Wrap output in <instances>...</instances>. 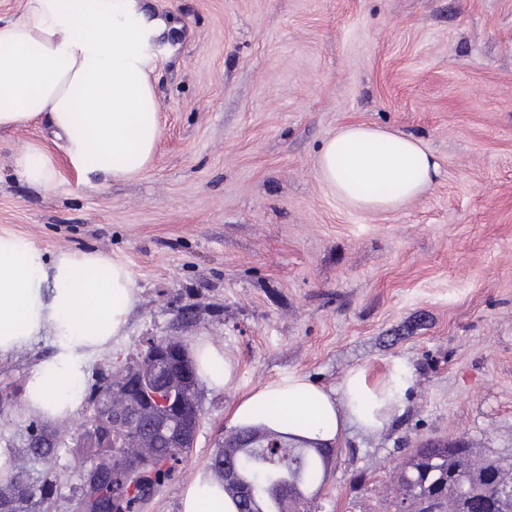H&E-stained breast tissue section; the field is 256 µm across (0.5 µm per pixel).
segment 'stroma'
Masks as SVG:
<instances>
[{
	"label": "stroma",
	"mask_w": 512,
	"mask_h": 512,
	"mask_svg": "<svg viewBox=\"0 0 512 512\" xmlns=\"http://www.w3.org/2000/svg\"><path fill=\"white\" fill-rule=\"evenodd\" d=\"M160 23L152 80L160 136L126 179L79 175L46 118L0 129V234L47 253L97 251L138 290L125 334L86 387L149 337L205 335L236 370L203 388L193 448L143 512H179L226 411L299 373L335 387L395 376L378 431L350 429L318 512H395L397 476L427 440L512 457V0H139ZM350 123L420 138L441 173L399 209L359 212L317 173ZM45 147L59 175L33 187L13 154ZM46 342L0 361V448L56 440V493L36 512H83L84 413L62 424L17 397Z\"/></svg>",
	"instance_id": "1"
}]
</instances>
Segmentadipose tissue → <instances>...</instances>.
<instances>
[{
  "label": "adipose tissue",
  "instance_id": "ef3b65f1",
  "mask_svg": "<svg viewBox=\"0 0 512 512\" xmlns=\"http://www.w3.org/2000/svg\"><path fill=\"white\" fill-rule=\"evenodd\" d=\"M158 28L157 20L139 13L137 0H28L21 16L0 22V129L45 114L65 139L76 171L108 179L139 174L159 138L150 77ZM13 167L37 187L56 180L51 159L36 146L18 151ZM317 172L347 207L388 211L428 192L440 165L413 135L350 124L325 141ZM136 301L123 263L95 251L51 256L0 235V360L44 338L50 346L27 378L26 413L58 423L73 416L92 362L119 342ZM190 355L209 388L232 382L233 360L207 337L191 343ZM395 403L391 380L371 383L360 371L329 390L291 374L235 400L227 422L332 447L350 427L383 428ZM180 512L238 508L223 485L201 471L185 488Z\"/></svg>",
  "mask_w": 512,
  "mask_h": 512
}]
</instances>
